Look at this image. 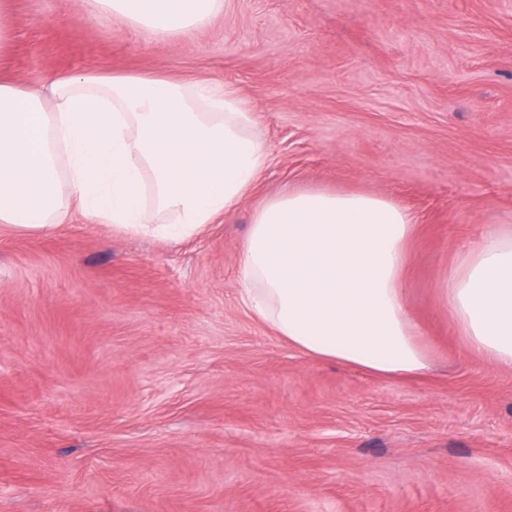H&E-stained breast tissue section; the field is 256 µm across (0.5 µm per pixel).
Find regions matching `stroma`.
I'll use <instances>...</instances> for the list:
<instances>
[{
	"mask_svg": "<svg viewBox=\"0 0 512 512\" xmlns=\"http://www.w3.org/2000/svg\"><path fill=\"white\" fill-rule=\"evenodd\" d=\"M0 75L226 84L269 151L226 218L173 242L0 224V512H512V369L440 294L512 228V0H231L157 39L97 0H11ZM299 187L412 212L428 369L310 358L237 285L253 211Z\"/></svg>",
	"mask_w": 512,
	"mask_h": 512,
	"instance_id": "1",
	"label": "stroma"
}]
</instances>
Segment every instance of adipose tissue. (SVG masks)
<instances>
[{
  "mask_svg": "<svg viewBox=\"0 0 512 512\" xmlns=\"http://www.w3.org/2000/svg\"><path fill=\"white\" fill-rule=\"evenodd\" d=\"M157 38L216 23L226 0H99ZM43 99L0 77V223L64 219L180 241L228 215L267 167L231 88L150 76H65ZM166 213L165 223L152 221ZM415 219L374 195L301 189L254 210L239 274L254 317L302 353L387 377L424 372L405 305ZM441 296L471 349L512 368V231L463 253Z\"/></svg>",
  "mask_w": 512,
  "mask_h": 512,
  "instance_id": "obj_1",
  "label": "adipose tissue"
}]
</instances>
